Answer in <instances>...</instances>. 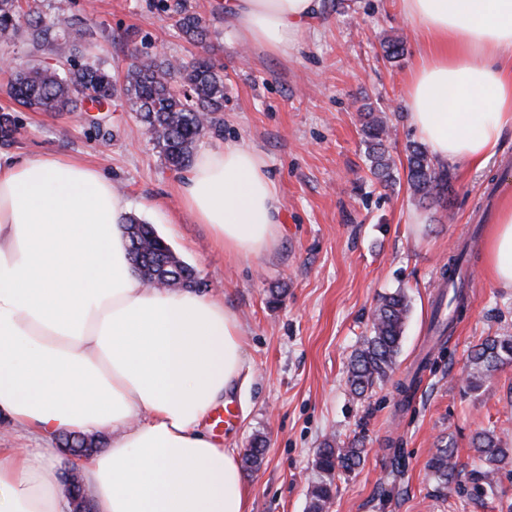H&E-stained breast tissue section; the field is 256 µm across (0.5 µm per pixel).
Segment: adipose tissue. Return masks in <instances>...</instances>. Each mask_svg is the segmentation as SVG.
I'll list each match as a JSON object with an SVG mask.
<instances>
[{"label": "adipose tissue", "mask_w": 512, "mask_h": 512, "mask_svg": "<svg viewBox=\"0 0 512 512\" xmlns=\"http://www.w3.org/2000/svg\"><path fill=\"white\" fill-rule=\"evenodd\" d=\"M245 41L296 49L320 0H220ZM428 49L404 105L433 159L481 170L512 130V0H399ZM183 209L237 257L277 240L279 189L256 151H201L178 189ZM127 207L95 168L52 152H0V417L27 443L0 447V512H71L76 466L95 512H249L235 449L204 430L246 382L235 315L194 291L146 287L129 255ZM512 289V195L485 247ZM110 433L69 462L62 433Z\"/></svg>", "instance_id": "adipose-tissue-1"}]
</instances>
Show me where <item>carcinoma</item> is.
<instances>
[{
	"mask_svg": "<svg viewBox=\"0 0 512 512\" xmlns=\"http://www.w3.org/2000/svg\"><path fill=\"white\" fill-rule=\"evenodd\" d=\"M161 8L175 18L183 36L194 43L207 40L208 27L194 10L190 0H159ZM28 35L35 49L49 48L57 41L54 25L45 22L38 7L23 11L19 0H0V42L10 43ZM90 26H70L66 49L58 56L57 67L38 64L16 72L0 89L19 105L33 111H78L86 101L102 109L112 98L122 96L136 112L144 134L160 149L165 161L176 172L187 169L197 143L203 135L223 124V67L208 56L189 60L160 59L139 55L128 68L125 82L112 80L105 63L84 59L81 47ZM362 131L368 147L373 174L391 185L395 163L385 148L391 137L388 122L373 112L363 116ZM407 177L410 187L422 202L444 205L452 191L448 169L437 164L419 145L407 146ZM129 252L142 276L177 287L191 286L193 267L181 261L169 244L150 224L131 216L126 224ZM465 252L450 258L443 272L444 287L452 291L450 302L464 306L463 282L455 280ZM444 297L436 302L432 330L440 337L448 332V319L442 316ZM409 303L398 291L379 299L371 319V335L351 355L348 381L352 393L361 398L377 381L389 377L399 353ZM512 363V335L488 336L470 355L467 388L480 390L486 380ZM480 465L464 472L458 467L452 448H438L429 461V470L437 488L461 482L462 475L479 485L491 497L501 493L497 476L512 465V448L503 443L496 427L480 430L473 439ZM365 449L352 442L335 447L329 443L317 449L314 469L316 481L310 491L308 512H329L335 495V477L350 473L364 461Z\"/></svg>",
	"mask_w": 512,
	"mask_h": 512,
	"instance_id": "carcinoma-1",
	"label": "carcinoma"
}]
</instances>
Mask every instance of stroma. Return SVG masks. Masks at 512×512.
<instances>
[{
    "mask_svg": "<svg viewBox=\"0 0 512 512\" xmlns=\"http://www.w3.org/2000/svg\"><path fill=\"white\" fill-rule=\"evenodd\" d=\"M191 3L209 28V54L224 67V126L198 147L237 142L264 157L282 203L273 247L256 258L217 248L208 225L182 210L180 174L124 101L99 113L106 133L99 139L72 113L34 112L0 92V109L16 124L10 151L54 152L97 169L130 215L167 236L204 281V295L236 316L252 377L225 396L235 419L219 441L242 455L264 445L259 470L244 473L250 512H307L317 448L354 440L365 461L336 479L329 512H512L511 474H501L503 494L491 499L469 482L460 492L438 491L428 469L443 445L454 448L460 468L472 469L473 437L491 425L512 446V364L479 392L465 382L473 347L512 335V290L495 285L483 257L492 217L512 192V132L486 168L450 167L447 206L419 202L407 183L406 147L417 136L403 100L427 42L401 16L398 0H363L355 12L342 0H324L313 30L285 55L242 43L219 0ZM39 9L48 21L92 26L84 53L105 60L119 82L135 53L185 59L196 51L153 0H41ZM397 36L406 51L391 62L382 44ZM366 111L392 127L393 186L370 171L360 118ZM469 238L468 305L447 341L436 344L430 324L441 268ZM277 288L286 294L274 304ZM399 288L411 313L396 367L355 398L349 358L370 334L379 296ZM425 355L428 367L404 397L398 384Z\"/></svg>",
    "mask_w": 512,
    "mask_h": 512,
    "instance_id": "1",
    "label": "stroma"
}]
</instances>
